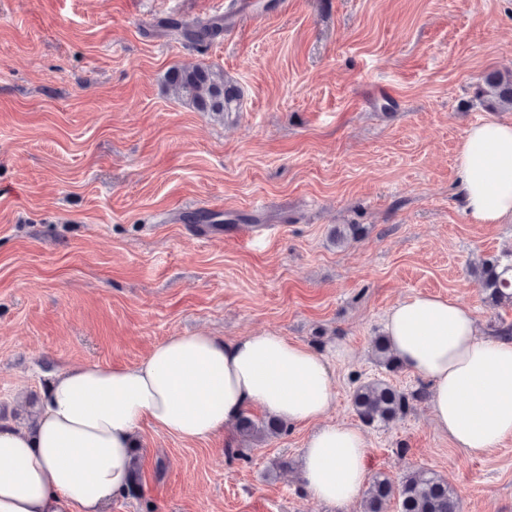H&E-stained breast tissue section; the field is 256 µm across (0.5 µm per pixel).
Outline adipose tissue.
Instances as JSON below:
<instances>
[{
  "mask_svg": "<svg viewBox=\"0 0 512 512\" xmlns=\"http://www.w3.org/2000/svg\"><path fill=\"white\" fill-rule=\"evenodd\" d=\"M457 165L471 221L511 223L512 122L472 124ZM385 333L428 382L436 425L455 447L478 457L512 437V340L481 338L469 309L429 295L394 306ZM335 403L325 357L273 332L176 335L132 366H69L30 427L0 424V512H106L127 487L143 423L204 441L249 407L315 425L303 450L305 486L320 501L348 504L368 480L367 444L355 426L326 423Z\"/></svg>",
  "mask_w": 512,
  "mask_h": 512,
  "instance_id": "adipose-tissue-1",
  "label": "adipose tissue"
}]
</instances>
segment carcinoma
I'll return each mask as SVG.
<instances>
[{
    "label": "carcinoma",
    "mask_w": 512,
    "mask_h": 512,
    "mask_svg": "<svg viewBox=\"0 0 512 512\" xmlns=\"http://www.w3.org/2000/svg\"><path fill=\"white\" fill-rule=\"evenodd\" d=\"M224 19L213 18L186 26L179 21L161 25L169 35L193 43H202L223 28ZM167 87L177 98L188 102L197 112H209L222 117L238 109L240 93L236 85L224 79V73L207 66L175 69L167 76ZM478 97L489 111L512 110V73L492 70L485 74ZM471 274L485 300L492 306H512V253L506 258L482 260L472 267ZM373 349L379 360L395 369L401 362L392 352L388 340L377 336ZM352 405L360 420L366 424H388L405 415L410 409V395L384 381H372L357 386ZM243 445L232 449V454L248 458L252 443L283 430L275 419L256 422L242 416L237 425ZM123 496L139 501L144 512H156L154 502L145 497L140 473L132 474ZM397 498L399 512H458L454 491L448 482L427 470H415L395 484L382 474L371 479L363 492L360 512H385L391 498Z\"/></svg>",
    "instance_id": "carcinoma-1"
}]
</instances>
